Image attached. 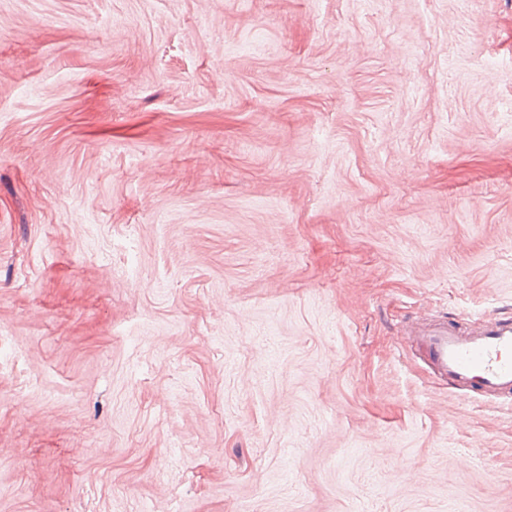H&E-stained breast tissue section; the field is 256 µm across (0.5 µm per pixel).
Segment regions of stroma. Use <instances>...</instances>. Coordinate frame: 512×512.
Wrapping results in <instances>:
<instances>
[{
    "mask_svg": "<svg viewBox=\"0 0 512 512\" xmlns=\"http://www.w3.org/2000/svg\"><path fill=\"white\" fill-rule=\"evenodd\" d=\"M512 0H0V512H512ZM432 372L458 390L512 395V319L478 318L467 327L441 317L409 331Z\"/></svg>",
    "mask_w": 512,
    "mask_h": 512,
    "instance_id": "35a3bbf8",
    "label": "stroma"
}]
</instances>
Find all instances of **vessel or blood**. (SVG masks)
I'll use <instances>...</instances> for the list:
<instances>
[{
  "instance_id": "1",
  "label": "vessel or blood",
  "mask_w": 512,
  "mask_h": 512,
  "mask_svg": "<svg viewBox=\"0 0 512 512\" xmlns=\"http://www.w3.org/2000/svg\"><path fill=\"white\" fill-rule=\"evenodd\" d=\"M409 341L432 372L456 389L512 395V319L482 317L464 327L439 318L411 327Z\"/></svg>"
}]
</instances>
